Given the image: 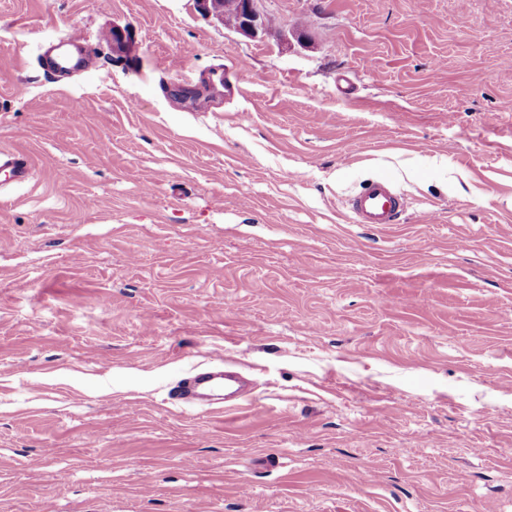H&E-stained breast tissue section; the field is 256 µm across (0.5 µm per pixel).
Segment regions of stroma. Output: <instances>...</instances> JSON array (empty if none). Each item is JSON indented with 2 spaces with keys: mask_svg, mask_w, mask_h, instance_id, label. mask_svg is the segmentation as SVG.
Masks as SVG:
<instances>
[{
  "mask_svg": "<svg viewBox=\"0 0 512 512\" xmlns=\"http://www.w3.org/2000/svg\"><path fill=\"white\" fill-rule=\"evenodd\" d=\"M260 9L0 0V512H512V0ZM197 8L207 14L212 15L219 21L224 23V16L229 10H232L235 5H238L239 12H243L244 17L241 18L234 27L230 29L238 34L255 38L259 33L265 32V25L262 15L258 9V2L260 0H195ZM234 4H233V3ZM83 46L86 47V39L81 32L74 31L66 39L60 41V51L50 62L51 69L56 74L72 75L85 70L84 62L81 58L75 57L66 47ZM31 171L30 161L21 152H0V173H7L5 182L21 183L29 178ZM404 204L403 196L386 179L369 181L348 201L357 224H376L382 228L399 222ZM240 382L241 376L238 372L218 368L196 370L178 381L171 389L170 403L180 409L205 406L212 411L223 412L224 409L238 407L249 396V391H241V401L227 404L224 399L226 386L231 388Z\"/></svg>",
  "mask_w": 512,
  "mask_h": 512,
  "instance_id": "obj_1",
  "label": "stroma"
}]
</instances>
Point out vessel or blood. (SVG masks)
<instances>
[{"label":"vessel or blood","instance_id":"1","mask_svg":"<svg viewBox=\"0 0 512 512\" xmlns=\"http://www.w3.org/2000/svg\"><path fill=\"white\" fill-rule=\"evenodd\" d=\"M86 39L80 32H72L64 39L63 49L51 61V69L58 74L72 75L84 71L81 58L75 57L71 49L85 45ZM31 171L30 161L20 152H0V173L7 174L9 182L21 183L28 179ZM356 223L376 224L389 227L398 223L404 207L403 196L385 179L366 183L359 192L348 201ZM239 373L211 368L196 370L181 379L169 393L173 406L191 409L199 406L214 411H224L228 404L224 397L227 387L240 383Z\"/></svg>","mask_w":512,"mask_h":512}]
</instances>
